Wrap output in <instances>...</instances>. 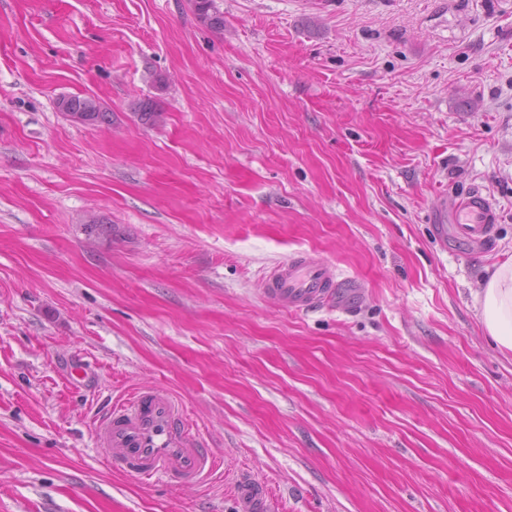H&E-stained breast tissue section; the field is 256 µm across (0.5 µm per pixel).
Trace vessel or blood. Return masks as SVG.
Masks as SVG:
<instances>
[{"instance_id": "vessel-or-blood-1", "label": "vessel or blood", "mask_w": 512, "mask_h": 512, "mask_svg": "<svg viewBox=\"0 0 512 512\" xmlns=\"http://www.w3.org/2000/svg\"><path fill=\"white\" fill-rule=\"evenodd\" d=\"M432 220L451 225L459 239L482 247L491 242L499 215L491 199L476 191L457 198L452 206H440ZM339 287L331 264L296 255L276 263L266 279L265 293L286 309L304 311L333 300ZM93 435L110 464L147 482L199 481L216 468L214 451L197 447L182 408L163 391L141 390L113 406ZM238 499L242 512H277L262 484L241 482Z\"/></svg>"}]
</instances>
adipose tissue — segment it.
<instances>
[{"mask_svg": "<svg viewBox=\"0 0 512 512\" xmlns=\"http://www.w3.org/2000/svg\"><path fill=\"white\" fill-rule=\"evenodd\" d=\"M473 302L487 336L512 352V256L487 268Z\"/></svg>", "mask_w": 512, "mask_h": 512, "instance_id": "obj_1", "label": "adipose tissue"}]
</instances>
